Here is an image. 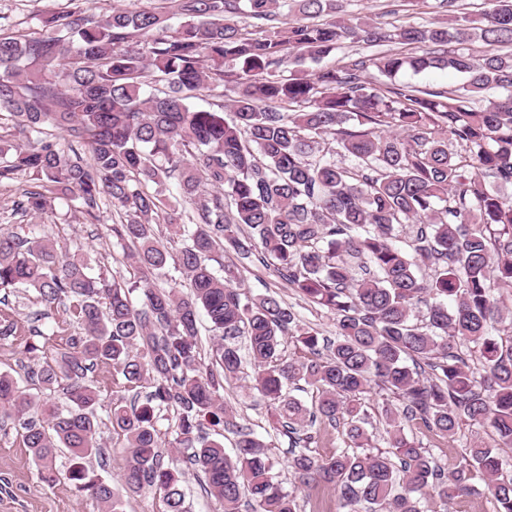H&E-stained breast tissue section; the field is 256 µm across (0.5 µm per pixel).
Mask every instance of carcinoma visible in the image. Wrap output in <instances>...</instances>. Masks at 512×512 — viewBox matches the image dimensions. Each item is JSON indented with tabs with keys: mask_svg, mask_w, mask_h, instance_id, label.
<instances>
[{
	"mask_svg": "<svg viewBox=\"0 0 512 512\" xmlns=\"http://www.w3.org/2000/svg\"><path fill=\"white\" fill-rule=\"evenodd\" d=\"M70 2L46 13L39 33L0 15V183H31L13 208L21 216L64 200L96 224L112 207V243L140 277L94 273L88 252L64 250L39 224L0 230V289L34 291L43 319L67 316L52 328L64 337L55 357L31 369L45 389L65 386V408L0 373V417L21 430L41 480L63 475L101 512H123L112 483L86 467L102 448L100 389L87 374L104 365L112 430L129 449L124 485L161 493L166 512H191L186 466L224 512H301L298 493L321 486L336 490L339 512H435L434 502L476 494L478 476L495 512H512L500 449L473 442L447 473L405 433L421 424L452 440L467 421L512 447V330L497 328L512 326L497 296L512 288V195L501 191L512 186V53L495 52L512 45V0H484L475 18L392 28L345 17L346 0H153L105 17ZM359 42L409 51L323 64ZM477 42L489 50L438 52ZM370 65L389 82H367ZM432 68L454 70L461 85L394 83ZM228 84L227 104H192ZM157 224L181 241L178 255ZM218 248L257 259L330 313L334 336L274 294L242 292L238 265L209 264ZM172 269L189 294L156 284ZM202 312L217 339L209 365ZM75 324L84 335L68 334ZM247 363L270 428L288 437L295 491L278 479L269 444L221 399ZM375 387L401 402L382 406L388 449L376 452L364 401ZM141 389L144 402H127ZM170 408L169 447L183 459L166 464L158 422ZM339 422L344 447L319 453ZM225 432L236 436L230 452Z\"/></svg>",
	"mask_w": 512,
	"mask_h": 512,
	"instance_id": "carcinoma-1",
	"label": "carcinoma"
}]
</instances>
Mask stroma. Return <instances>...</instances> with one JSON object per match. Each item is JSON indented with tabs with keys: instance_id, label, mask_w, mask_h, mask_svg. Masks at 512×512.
I'll return each instance as SVG.
<instances>
[{
	"instance_id": "1",
	"label": "stroma",
	"mask_w": 512,
	"mask_h": 512,
	"mask_svg": "<svg viewBox=\"0 0 512 512\" xmlns=\"http://www.w3.org/2000/svg\"><path fill=\"white\" fill-rule=\"evenodd\" d=\"M345 10L352 16H366L379 22L388 20L397 25L409 22L427 25L446 17L443 9L427 6L422 0H347ZM56 211V218L44 220L43 230L47 235L60 241L67 249L80 247L93 253L98 260L99 271L129 273L130 265L121 248L112 244L111 209H104L96 224L87 223L79 212L70 210L63 202L57 203ZM241 276L245 293L276 294L285 303L293 305L305 320L315 324L323 335H333V321L326 311L303 301L294 289L286 287L261 265H245ZM36 309L33 293L0 290V315H11L25 327H36L41 331L40 336L33 339L36 350L31 355L23 351L25 337L0 340V372H10L20 386L28 390L34 387V380L28 374L29 367L34 361L52 358L57 343L56 337L47 333L49 320L35 318ZM90 378L101 391L99 436L104 447L103 455L93 458L92 469L97 477L117 486L125 470L128 450L123 438L113 433L106 419L112 403V371L101 366L91 373ZM251 378V372H244L240 380L225 384L222 396L225 405L236 413L241 426L261 434L268 427L266 409L249 395ZM408 433L417 443L428 448L438 464L448 472L458 464L470 441L478 438L491 443L495 440L491 430L466 422L461 424L451 442L421 425L411 426ZM0 512H98V507L95 502L81 496L68 481L53 486L41 483L35 461L24 447L17 427L8 420L0 421Z\"/></svg>"
}]
</instances>
